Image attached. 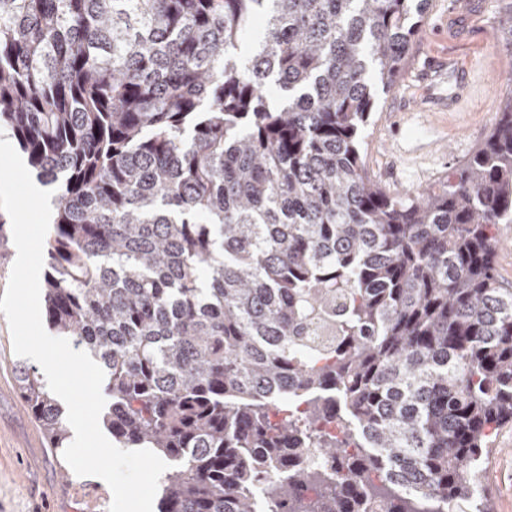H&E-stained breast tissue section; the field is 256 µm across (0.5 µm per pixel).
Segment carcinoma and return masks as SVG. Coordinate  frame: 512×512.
I'll list each match as a JSON object with an SVG mask.
<instances>
[{"mask_svg":"<svg viewBox=\"0 0 512 512\" xmlns=\"http://www.w3.org/2000/svg\"><path fill=\"white\" fill-rule=\"evenodd\" d=\"M428 5L0 0V125L60 191L46 319L104 370L112 443L173 462L158 512L480 495L470 469L512 420V91L434 187L392 194L362 160ZM499 239L495 255L496 273L504 287L512 288V224L499 225Z\"/></svg>","mask_w":512,"mask_h":512,"instance_id":"cac0c4a2","label":"carcinoma"}]
</instances>
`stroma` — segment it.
<instances>
[{
	"mask_svg": "<svg viewBox=\"0 0 512 512\" xmlns=\"http://www.w3.org/2000/svg\"><path fill=\"white\" fill-rule=\"evenodd\" d=\"M455 2L431 0L403 75L379 94L365 133L368 170L399 193L414 195L446 180L481 144L500 100L512 92V57L496 40L499 0H484V11L462 23ZM451 57L474 74L472 94L456 112L444 104L453 83L444 64ZM23 363L0 312V512H109L112 498L102 480L77 476L27 410L17 382ZM474 480L495 512H512V421L499 427Z\"/></svg>",
	"mask_w": 512,
	"mask_h": 512,
	"instance_id": "obj_1",
	"label": "stroma"
}]
</instances>
